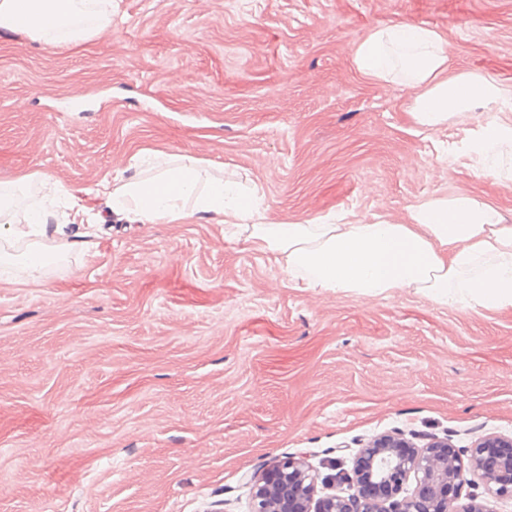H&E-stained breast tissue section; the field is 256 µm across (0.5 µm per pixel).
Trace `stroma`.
Segmentation results:
<instances>
[{
  "label": "stroma",
  "instance_id": "35a3bbf8",
  "mask_svg": "<svg viewBox=\"0 0 512 512\" xmlns=\"http://www.w3.org/2000/svg\"><path fill=\"white\" fill-rule=\"evenodd\" d=\"M78 45L0 34V187H95L147 151L257 187L273 222L405 221L471 193L512 223V181L465 150L512 108L415 125L414 90L351 51L394 22L436 29L450 70L512 99V0H114ZM104 221L43 280L0 284V512H249L279 457L375 435L470 447L512 435V308L301 291L213 220Z\"/></svg>",
  "mask_w": 512,
  "mask_h": 512
}]
</instances>
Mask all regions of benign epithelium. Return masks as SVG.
<instances>
[{"mask_svg": "<svg viewBox=\"0 0 512 512\" xmlns=\"http://www.w3.org/2000/svg\"><path fill=\"white\" fill-rule=\"evenodd\" d=\"M328 468L322 478L306 457H281L254 478L250 512H495L490 502L512 500L511 435H486L462 451L448 438L418 446L400 432L381 433L351 469L339 460ZM319 484L327 494H318ZM468 484L482 494L462 497ZM345 486L349 494L335 493Z\"/></svg>", "mask_w": 512, "mask_h": 512, "instance_id": "7a95c632", "label": "benign epithelium"}]
</instances>
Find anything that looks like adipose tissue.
I'll return each instance as SVG.
<instances>
[{
  "label": "adipose tissue",
  "mask_w": 512,
  "mask_h": 512,
  "mask_svg": "<svg viewBox=\"0 0 512 512\" xmlns=\"http://www.w3.org/2000/svg\"><path fill=\"white\" fill-rule=\"evenodd\" d=\"M112 25V0H0V31L47 43L79 44ZM442 35L427 25L372 29L352 49L362 75L414 90L410 116L426 130L449 117L504 100L499 84L477 73L449 71ZM481 168L512 180V124L476 131L467 144ZM39 208L0 198V275L11 284L35 282L49 263L48 243L81 247L97 223L92 199L143 224H183L210 218L246 234L256 251L284 262L292 287L373 298L411 289L442 308H512V224L477 197L435 196L411 207L405 222L378 217L342 224L272 223L256 188L211 174L205 160L158 152L147 173L116 171L96 188L50 187ZM26 242L17 254L13 246Z\"/></svg>",
  "instance_id": "adipose-tissue-1"
}]
</instances>
